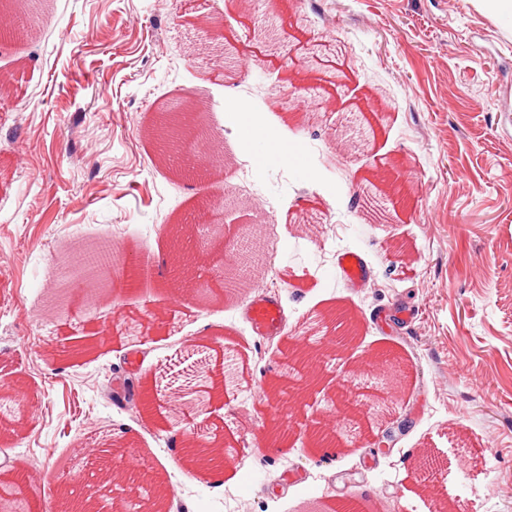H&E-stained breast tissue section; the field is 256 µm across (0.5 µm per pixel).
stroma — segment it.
<instances>
[{
	"mask_svg": "<svg viewBox=\"0 0 512 512\" xmlns=\"http://www.w3.org/2000/svg\"><path fill=\"white\" fill-rule=\"evenodd\" d=\"M12 14L0 39L12 79L0 95V428L18 437H0V495L42 504L46 489L88 480L123 496L126 480L102 477L123 451L171 481L165 512H336L349 496L431 512L415 493L427 453L448 497L469 503L478 486L475 512H512V20L472 0H284L267 18L271 45L253 16L214 0H19ZM375 92L384 115L352 110ZM189 96L219 130L212 174L176 175L150 132L158 107ZM243 100L305 164L256 161ZM397 159L395 190L363 184ZM206 209L236 250L194 266L208 297L174 298L177 248L212 242ZM104 231L127 262L150 255L151 281L46 308L55 252ZM344 250L364 258V287L337 278ZM220 267L278 298L284 335L254 333ZM336 309L361 325L355 349L323 365L285 442L256 448L275 421L260 390L294 364V338L340 335L322 319ZM142 313L164 322L124 337ZM102 328L113 339L99 354H73ZM379 353L410 390L376 405L351 450L311 446L339 384L383 389ZM110 379L133 380L150 417L109 399ZM400 423L392 455L374 456ZM192 433L223 437L235 466L186 479Z\"/></svg>",
	"mask_w": 512,
	"mask_h": 512,
	"instance_id": "obj_1",
	"label": "stroma"
}]
</instances>
